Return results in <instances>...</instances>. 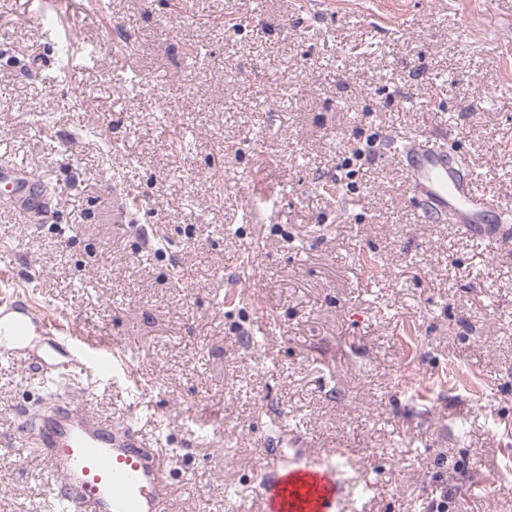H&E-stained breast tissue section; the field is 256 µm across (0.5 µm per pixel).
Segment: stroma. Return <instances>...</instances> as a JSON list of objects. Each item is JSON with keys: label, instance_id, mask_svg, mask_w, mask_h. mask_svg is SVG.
<instances>
[{"label": "stroma", "instance_id": "obj_1", "mask_svg": "<svg viewBox=\"0 0 512 512\" xmlns=\"http://www.w3.org/2000/svg\"><path fill=\"white\" fill-rule=\"evenodd\" d=\"M58 2L0 0V158L58 193L0 206V291L123 345L140 387L67 384L174 453L168 512H259L279 460L339 512H512V234L426 223L379 149L512 202V0ZM47 393L0 362V512H47Z\"/></svg>", "mask_w": 512, "mask_h": 512}]
</instances>
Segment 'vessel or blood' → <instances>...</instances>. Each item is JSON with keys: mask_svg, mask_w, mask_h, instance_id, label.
<instances>
[{"mask_svg": "<svg viewBox=\"0 0 512 512\" xmlns=\"http://www.w3.org/2000/svg\"><path fill=\"white\" fill-rule=\"evenodd\" d=\"M412 196L431 221L459 225L479 238H495L512 223V205L480 192L477 176L448 157L437 139L419 132L393 139ZM4 197L25 222H43L47 210L37 177L20 161L0 164ZM76 323L39 311L30 300H0V360L30 363L53 376L82 364L112 375L124 363L111 347L74 338ZM21 434L39 448L52 483L49 504L56 512H167L168 457L137 427L95 413L86 398L57 395L54 403L22 423ZM266 512H336L339 488L331 469L306 464L272 465L264 473Z\"/></svg>", "mask_w": 512, "mask_h": 512, "instance_id": "obj_1", "label": "vessel or blood"}]
</instances>
